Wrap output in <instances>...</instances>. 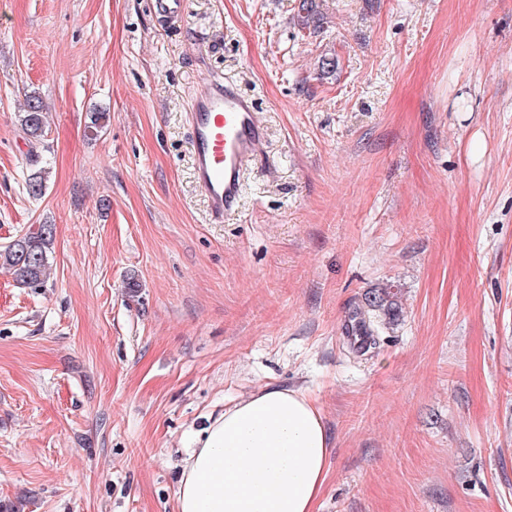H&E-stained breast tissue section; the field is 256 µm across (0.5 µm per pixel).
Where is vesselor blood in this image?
I'll list each match as a JSON object with an SVG mask.
<instances>
[{
	"instance_id": "obj_1",
	"label": "vessel or blood",
	"mask_w": 512,
	"mask_h": 512,
	"mask_svg": "<svg viewBox=\"0 0 512 512\" xmlns=\"http://www.w3.org/2000/svg\"><path fill=\"white\" fill-rule=\"evenodd\" d=\"M190 145L196 184L213 218L235 214L247 162L264 160L267 130L253 98L229 81H203L192 105Z\"/></svg>"
}]
</instances>
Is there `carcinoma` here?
I'll use <instances>...</instances> for the list:
<instances>
[{"label":"carcinoma","instance_id":"carcinoma-1","mask_svg":"<svg viewBox=\"0 0 512 512\" xmlns=\"http://www.w3.org/2000/svg\"><path fill=\"white\" fill-rule=\"evenodd\" d=\"M318 20L316 0H300L298 23L304 28ZM20 126L34 140L44 138L47 128L45 105L35 93L28 96L26 108L18 115ZM48 171L40 168L26 179L27 194L36 199L45 193ZM54 247V225L40 224L30 228L0 249V267L10 273L14 280L29 288H39L45 282L49 258ZM400 310L396 293L389 288L370 292L362 304L356 306L346 325V333L362 336L359 351L367 352L380 345L379 328L393 322Z\"/></svg>","mask_w":512,"mask_h":512}]
</instances>
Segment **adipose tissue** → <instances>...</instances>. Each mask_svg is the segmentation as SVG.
I'll list each match as a JSON object with an SVG mask.
<instances>
[{
    "label": "adipose tissue",
    "mask_w": 512,
    "mask_h": 512,
    "mask_svg": "<svg viewBox=\"0 0 512 512\" xmlns=\"http://www.w3.org/2000/svg\"><path fill=\"white\" fill-rule=\"evenodd\" d=\"M329 453L323 417L301 390L259 388L196 438L177 512H315Z\"/></svg>",
    "instance_id": "adipose-tissue-1"
}]
</instances>
